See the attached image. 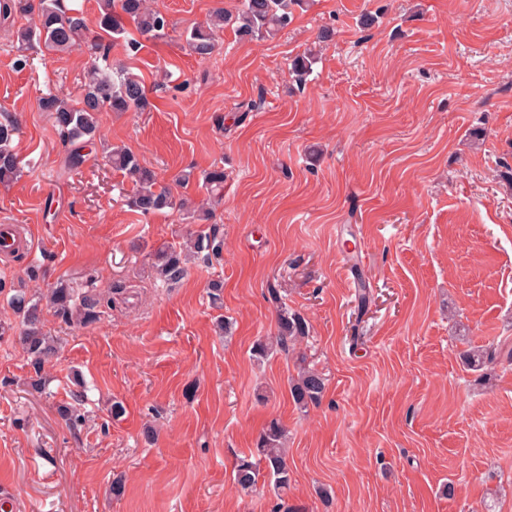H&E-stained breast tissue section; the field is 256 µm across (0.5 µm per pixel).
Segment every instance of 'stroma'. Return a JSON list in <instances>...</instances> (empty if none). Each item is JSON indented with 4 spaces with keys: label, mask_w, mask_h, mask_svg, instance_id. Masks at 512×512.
Returning a JSON list of instances; mask_svg holds the SVG:
<instances>
[{
    "label": "stroma",
    "mask_w": 512,
    "mask_h": 512,
    "mask_svg": "<svg viewBox=\"0 0 512 512\" xmlns=\"http://www.w3.org/2000/svg\"><path fill=\"white\" fill-rule=\"evenodd\" d=\"M237 4L151 0L170 26L136 57L116 42L94 59L80 43L31 50L23 70L13 33L31 19L0 20V121L18 122L25 164L0 186V225L36 245L0 255V281L120 289L94 325L47 318L60 349L44 392L28 391L24 352L0 336V498L16 512H274L267 475L248 492L233 476L276 418L301 512H512V362L483 373L462 358L512 349V0H310L274 39L228 27L211 57L191 53L187 31ZM323 28L334 36L320 44ZM310 46L301 81L291 61ZM93 62L143 77L150 106L102 113L70 171L38 101L79 98ZM117 145L195 201L206 189L179 176L223 167L221 261L155 281L150 251L192 226L128 208L133 183L106 160ZM272 287L310 332L257 359L253 344L276 332ZM301 355L327 377L305 408L290 394ZM78 376L73 429L57 407Z\"/></svg>",
    "instance_id": "1"
}]
</instances>
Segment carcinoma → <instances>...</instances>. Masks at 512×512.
I'll return each mask as SVG.
<instances>
[{
    "label": "carcinoma",
    "instance_id": "carcinoma-1",
    "mask_svg": "<svg viewBox=\"0 0 512 512\" xmlns=\"http://www.w3.org/2000/svg\"><path fill=\"white\" fill-rule=\"evenodd\" d=\"M308 0H241L235 12L218 9L203 24L194 26L186 35L190 51L200 58L211 56L217 49L216 32L229 24L236 34L247 40L275 37L292 21L296 9L307 7ZM33 14L36 23L32 27L16 31L19 55L15 66L23 69L28 65L26 52L41 44L47 50L67 51L81 39L85 32L83 21L71 15L65 0H0V18L7 21L17 14ZM133 24L135 31L145 39H160L167 35L169 22L157 10L150 8L147 0H99L97 27L112 41L123 40L132 52L138 51L141 42L131 36L124 21ZM315 56L308 51L292 61V71L303 79L312 70ZM149 100L143 78L121 69L107 75L93 64L84 74L83 92L79 102L73 104L55 93L39 99V107L48 112L63 138L73 145L68 166L78 167L83 162L80 150L92 143L99 130L100 116L104 112H143ZM16 127L11 121L0 122V185L8 186L23 173L22 160L13 147ZM112 168L127 175L134 189L129 197V206L143 214L163 211H183L185 201L176 198L171 190L158 184L154 173L142 165L137 155L114 149L109 155ZM203 185L216 203L224 194V169L212 167L201 175ZM191 218L206 228L191 232L177 246L161 245L151 252L155 279L163 285L179 283L188 273L190 258L209 259L221 255L224 234L214 222V211L200 207L191 212ZM271 299L278 304L277 333L269 342L260 341L253 348L254 355L265 357L273 350H286L309 335V326L304 318L291 314L280 305L278 291L269 289ZM8 304L19 318L20 327L15 333L17 342L27 356L31 390L41 392L45 388L43 372L47 365L57 359L58 339L45 329L44 312L48 311L59 322L71 326H89L100 319L101 298L94 293L75 295L65 282L55 283L43 296L28 297L17 292ZM465 363L475 370H482L494 362L492 352L473 347L463 353ZM326 390V378L316 368L303 366L292 383L290 393L295 404L301 407L318 404ZM73 402L57 407V413L71 428L82 425L80 402L82 394L72 393ZM287 431L277 419L270 420L256 442V452L265 462L270 483L277 498L282 501L283 512H298L284 502L291 485L285 442ZM260 469L257 464L241 459L235 466V481L244 490L257 485Z\"/></svg>",
    "mask_w": 512,
    "mask_h": 512
}]
</instances>
